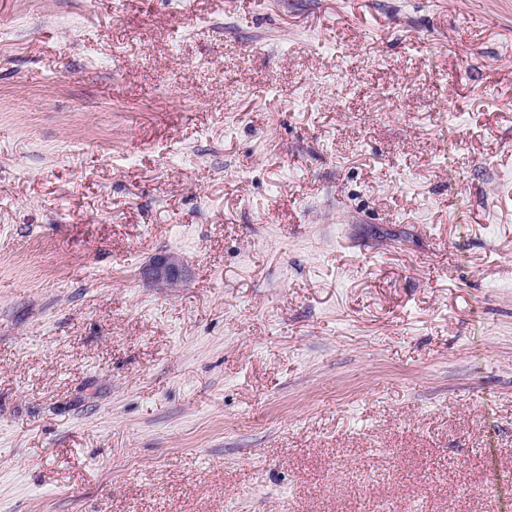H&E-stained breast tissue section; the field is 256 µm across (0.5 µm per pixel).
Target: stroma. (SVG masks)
Returning <instances> with one entry per match:
<instances>
[{
	"instance_id": "1",
	"label": "stroma",
	"mask_w": 512,
	"mask_h": 512,
	"mask_svg": "<svg viewBox=\"0 0 512 512\" xmlns=\"http://www.w3.org/2000/svg\"><path fill=\"white\" fill-rule=\"evenodd\" d=\"M0 512H512V0H0ZM144 274L156 283L174 288L184 282L186 269L178 255L167 253L155 258Z\"/></svg>"
}]
</instances>
